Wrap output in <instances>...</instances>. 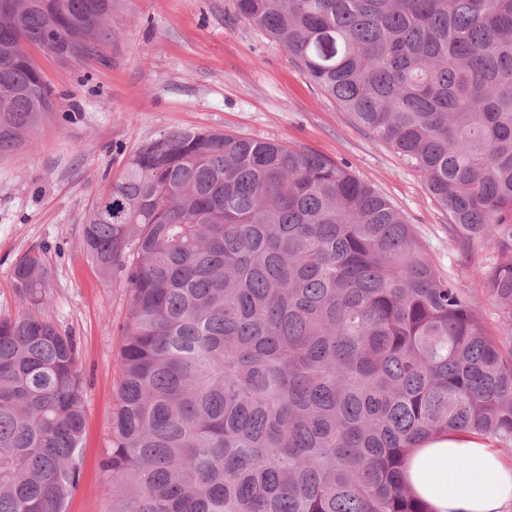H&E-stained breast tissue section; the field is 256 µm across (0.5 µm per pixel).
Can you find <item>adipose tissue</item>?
<instances>
[{
	"instance_id": "1",
	"label": "adipose tissue",
	"mask_w": 512,
	"mask_h": 512,
	"mask_svg": "<svg viewBox=\"0 0 512 512\" xmlns=\"http://www.w3.org/2000/svg\"><path fill=\"white\" fill-rule=\"evenodd\" d=\"M403 480L432 512H512V463L474 433H444L406 457Z\"/></svg>"
}]
</instances>
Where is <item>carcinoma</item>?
I'll use <instances>...</instances> for the list:
<instances>
[{"mask_svg":"<svg viewBox=\"0 0 512 512\" xmlns=\"http://www.w3.org/2000/svg\"><path fill=\"white\" fill-rule=\"evenodd\" d=\"M373 140L424 174L503 319L492 334L413 225L348 166L270 139L166 132L83 224L121 278L105 496L112 512H429L402 480L420 440L512 447V0H234ZM112 0H0V153L54 111L27 51L79 63ZM44 252L0 315V512H65L84 382L51 320Z\"/></svg>","mask_w":512,"mask_h":512,"instance_id":"obj_1","label":"carcinoma"}]
</instances>
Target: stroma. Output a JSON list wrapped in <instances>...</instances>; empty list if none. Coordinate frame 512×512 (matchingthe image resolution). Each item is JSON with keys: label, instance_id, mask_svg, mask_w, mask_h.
Listing matches in <instances>:
<instances>
[{"label": "stroma", "instance_id": "obj_1", "mask_svg": "<svg viewBox=\"0 0 512 512\" xmlns=\"http://www.w3.org/2000/svg\"><path fill=\"white\" fill-rule=\"evenodd\" d=\"M113 38L81 66L33 50L55 92L32 143L0 154V314H17L16 260L46 247L49 313L76 336L85 383L83 475L66 512H110L103 493L118 401L119 349L128 309L123 282L104 279L83 254L94 196L148 139L173 130H218L272 139L346 164L412 224L440 276L452 277L490 330L499 315L480 270L498 255H460L449 218L423 175L356 126L296 67L287 51L240 18L233 0H114Z\"/></svg>", "mask_w": 512, "mask_h": 512}]
</instances>
